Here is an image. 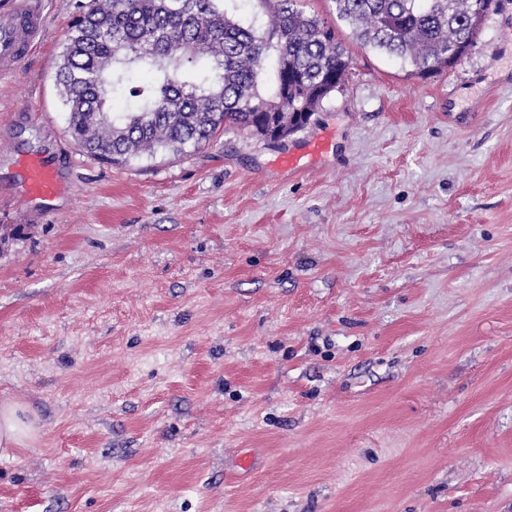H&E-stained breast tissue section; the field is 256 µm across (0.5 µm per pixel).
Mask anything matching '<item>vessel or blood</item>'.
<instances>
[{
    "label": "vessel or blood",
    "mask_w": 512,
    "mask_h": 512,
    "mask_svg": "<svg viewBox=\"0 0 512 512\" xmlns=\"http://www.w3.org/2000/svg\"><path fill=\"white\" fill-rule=\"evenodd\" d=\"M41 0H8L0 8V75L12 72L32 48L41 42L44 34ZM329 140L321 135L310 141L305 154L288 153L279 160L288 171L303 169V155L319 156L327 151ZM27 196L42 200L52 199L60 184L52 168L42 159L28 160L23 169Z\"/></svg>",
    "instance_id": "vessel-or-blood-1"
}]
</instances>
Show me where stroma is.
<instances>
[{
	"instance_id": "1",
	"label": "stroma",
	"mask_w": 512,
	"mask_h": 512,
	"mask_svg": "<svg viewBox=\"0 0 512 512\" xmlns=\"http://www.w3.org/2000/svg\"><path fill=\"white\" fill-rule=\"evenodd\" d=\"M88 4L0 76V512H512V0L428 79L300 0L353 59L310 125L119 165L55 82ZM328 146V137L322 134L321 136H318L312 141H310L306 150V154L301 155L297 153L288 152V154L283 155L279 159V166L283 169L288 170L289 172L305 169L307 165L302 162V159L305 156L318 157L319 155L327 151ZM23 182L26 196L42 200L52 199L60 188L53 169L39 158L30 159L25 163ZM34 431L32 421L24 415V411L14 403L0 405V454L7 453L10 448L26 446V440Z\"/></svg>"
}]
</instances>
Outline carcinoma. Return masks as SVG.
I'll use <instances>...</instances> for the list:
<instances>
[{
    "label": "carcinoma",
    "mask_w": 512,
    "mask_h": 512,
    "mask_svg": "<svg viewBox=\"0 0 512 512\" xmlns=\"http://www.w3.org/2000/svg\"><path fill=\"white\" fill-rule=\"evenodd\" d=\"M228 0H91L71 25L56 73L71 136L112 163L209 143L225 126L272 135L308 124L345 85L350 59L334 30L298 0H259L268 25ZM359 44L426 78L460 62L495 0H333ZM273 61L272 89L262 76ZM125 97L123 112L109 100Z\"/></svg>",
    "instance_id": "carcinoma-1"
}]
</instances>
